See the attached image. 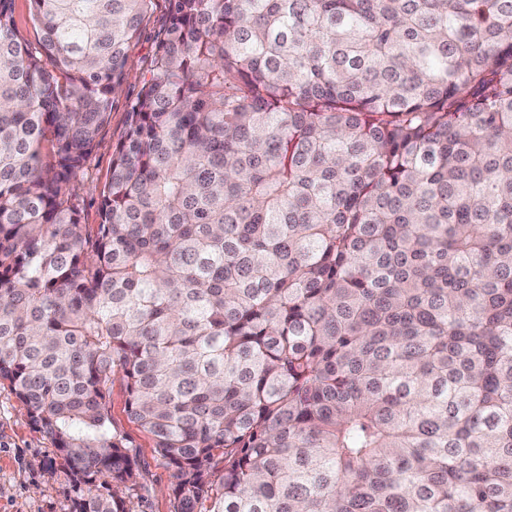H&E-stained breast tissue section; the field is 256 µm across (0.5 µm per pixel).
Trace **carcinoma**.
<instances>
[{
    "label": "carcinoma",
    "instance_id": "cac0c4a2",
    "mask_svg": "<svg viewBox=\"0 0 512 512\" xmlns=\"http://www.w3.org/2000/svg\"><path fill=\"white\" fill-rule=\"evenodd\" d=\"M0 0V382L72 512H512V0ZM220 472V481L214 480ZM12 11L17 31L25 38L33 51H38L41 35L33 25L30 2L28 0H14ZM167 24V2L154 0L152 10L145 17L139 35L127 54L126 70L129 74L120 90L112 96L108 123L86 169L73 180L77 203L82 211L83 224L90 231L100 222L98 214L99 191L107 182L112 165V151L126 130L127 112L141 90L138 77L150 68L156 42ZM126 399L124 386L116 381L111 397L114 426L131 439L136 447L131 448L133 453L147 470L145 479L133 491H126L127 508L130 512H174L171 471L154 453L151 436L129 420Z\"/></svg>",
    "mask_w": 512,
    "mask_h": 512
}]
</instances>
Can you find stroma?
Returning <instances> with one entry per match:
<instances>
[{
    "instance_id": "stroma-1",
    "label": "stroma",
    "mask_w": 512,
    "mask_h": 512,
    "mask_svg": "<svg viewBox=\"0 0 512 512\" xmlns=\"http://www.w3.org/2000/svg\"><path fill=\"white\" fill-rule=\"evenodd\" d=\"M167 24L166 0H154L139 35L127 54L128 78L112 98L108 122L86 169L73 181L84 224L96 228L99 191L107 182L112 151L126 130L127 113L137 99L156 42ZM122 384L112 387V419L126 434L147 470L144 480L127 492L129 512H174L170 471L153 450L149 434L131 422ZM76 493L53 440L35 429L8 383H0V512H71Z\"/></svg>"
}]
</instances>
